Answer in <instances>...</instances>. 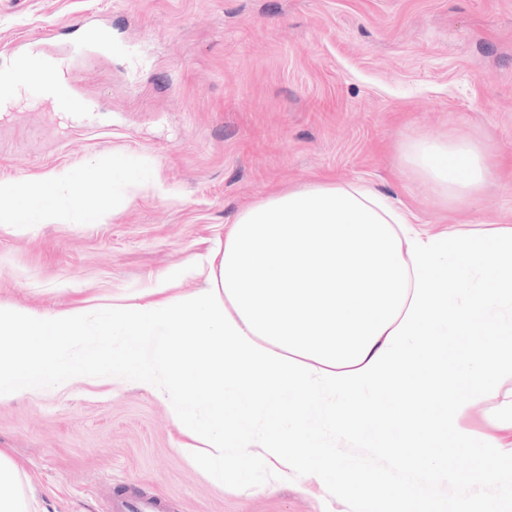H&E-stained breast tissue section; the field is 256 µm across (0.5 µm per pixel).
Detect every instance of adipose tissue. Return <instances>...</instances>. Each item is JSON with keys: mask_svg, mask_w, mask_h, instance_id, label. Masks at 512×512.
I'll return each instance as SVG.
<instances>
[{"mask_svg": "<svg viewBox=\"0 0 512 512\" xmlns=\"http://www.w3.org/2000/svg\"><path fill=\"white\" fill-rule=\"evenodd\" d=\"M400 162L404 176L449 208L480 194L495 173L472 138L410 137ZM58 199L87 220L101 216L98 197L77 192L60 169L0 183V229L50 222ZM106 332L120 344L117 357L86 341ZM484 334L490 345L443 358L449 338ZM503 376L512 377V225L435 233L364 180L319 181L243 209L210 254L200 292L171 295L161 285L133 302L51 313L0 303V402L96 378L132 384L172 400L179 452L214 479L243 459L264 475L309 470L339 495L358 491L385 512L422 504L468 512L472 490L512 499V392L501 394ZM379 391L401 400L392 424L374 407L356 420L352 406ZM230 393L241 398L231 420ZM283 393L295 405L277 408ZM495 397L496 432L476 435L463 419L476 401ZM311 410L346 438L372 423L387 447L400 432L411 445L470 452L466 495H439L443 456L435 474L404 480L402 502L393 504L380 482L336 469L307 425ZM257 412L276 420L273 433L256 434ZM256 437L261 446L250 449ZM0 512H29L19 470L2 450Z\"/></svg>", "mask_w": 512, "mask_h": 512, "instance_id": "adipose-tissue-1", "label": "adipose tissue"}]
</instances>
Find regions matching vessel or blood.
I'll return each mask as SVG.
<instances>
[{
    "label": "vessel or blood",
    "instance_id": "vessel-or-blood-1",
    "mask_svg": "<svg viewBox=\"0 0 512 512\" xmlns=\"http://www.w3.org/2000/svg\"><path fill=\"white\" fill-rule=\"evenodd\" d=\"M15 82L37 81L42 94L55 111H70L76 101V92L69 78L59 76L49 54L34 49L18 54L13 71ZM112 512H162L160 499L154 497L130 498L115 494L111 500Z\"/></svg>",
    "mask_w": 512,
    "mask_h": 512
}]
</instances>
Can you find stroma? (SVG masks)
<instances>
[{
  "label": "stroma",
  "instance_id": "35a3bbf8",
  "mask_svg": "<svg viewBox=\"0 0 512 512\" xmlns=\"http://www.w3.org/2000/svg\"><path fill=\"white\" fill-rule=\"evenodd\" d=\"M112 40L86 50L97 26ZM54 30L86 101L60 114L27 88L0 107V183L141 158L159 187L57 224L0 231V302L42 312L111 303L170 280L205 286L208 255L246 206L324 179H364L432 231L512 225V0H0V70ZM419 134L479 138L496 177L465 207L399 173ZM168 397L81 383L0 403V449L31 512H111L114 493L167 512H371L308 473L213 481L178 451ZM413 448L337 438V468L402 479Z\"/></svg>",
  "mask_w": 512,
  "mask_h": 512
}]
</instances>
